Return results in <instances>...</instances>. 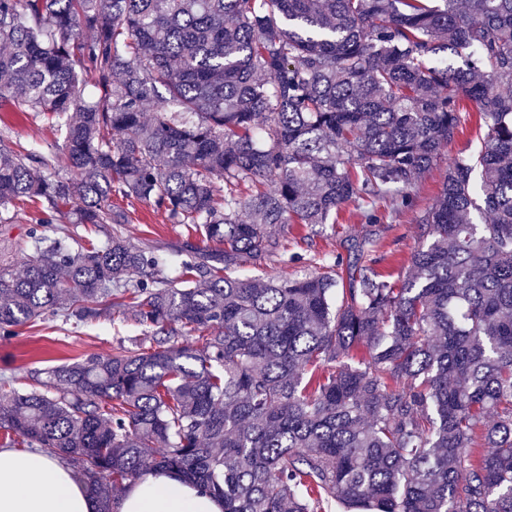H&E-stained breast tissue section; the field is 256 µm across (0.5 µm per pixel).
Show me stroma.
<instances>
[{
    "label": "stroma",
    "mask_w": 512,
    "mask_h": 512,
    "mask_svg": "<svg viewBox=\"0 0 512 512\" xmlns=\"http://www.w3.org/2000/svg\"><path fill=\"white\" fill-rule=\"evenodd\" d=\"M463 130L448 145L443 158L413 189L419 206H427L438 195L448 173V160L477 153L482 141L477 133L476 118H462ZM0 135L12 137L23 147L43 154L56 168L64 166L62 137L50 124L22 120L9 107L0 106ZM128 215L124 224L91 225L57 221L46 233L50 236H72L78 241H106L110 233H118L137 245H150L166 261L168 274H175L179 262L196 247L201 246L199 235L188 225L173 224L163 213L150 205L123 202ZM353 205L340 210L334 222L325 225L321 234L308 236L306 227L294 225L282 240L289 253L300 255L297 263L284 264L273 256L259 265H245L240 273L246 277H295L306 273L324 272L336 255L345 254L350 239H370L374 245L366 259L367 265L395 277L405 273L412 252L421 242L416 214L404 211L379 224L361 223L353 214ZM15 219L0 224V267L22 272L26 259L33 254L30 232L41 216L40 206L32 201L17 203ZM151 339L143 327L120 317L102 316L73 324L48 315L44 319L19 326L16 335L0 336V377L14 379L24 386L31 370L46 369L64 362L80 360L89 355H107L117 346L137 349L149 346Z\"/></svg>",
    "instance_id": "1"
}]
</instances>
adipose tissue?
I'll return each instance as SVG.
<instances>
[{
  "label": "adipose tissue",
  "mask_w": 512,
  "mask_h": 512,
  "mask_svg": "<svg viewBox=\"0 0 512 512\" xmlns=\"http://www.w3.org/2000/svg\"><path fill=\"white\" fill-rule=\"evenodd\" d=\"M115 512H224L201 487L168 473H145ZM0 512H92L83 482L64 461L38 451L0 448Z\"/></svg>",
  "instance_id": "adipose-tissue-1"
}]
</instances>
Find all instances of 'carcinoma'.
Segmentation results:
<instances>
[{
  "label": "carcinoma",
  "mask_w": 512,
  "mask_h": 512,
  "mask_svg": "<svg viewBox=\"0 0 512 512\" xmlns=\"http://www.w3.org/2000/svg\"><path fill=\"white\" fill-rule=\"evenodd\" d=\"M2 43L0 100L61 132L67 171L1 137V223L35 198L40 225L123 224L119 197L219 249L172 279L118 234L31 233L1 336L105 313L153 346L0 380L1 430L75 461L94 512L151 469L224 512H512V0H0ZM463 112L484 150L449 163L410 275L366 239L237 274L273 226L413 208Z\"/></svg>",
  "instance_id": "cac0c4a2"
}]
</instances>
